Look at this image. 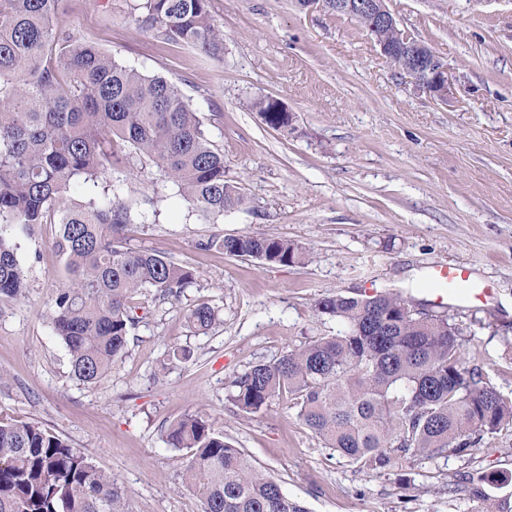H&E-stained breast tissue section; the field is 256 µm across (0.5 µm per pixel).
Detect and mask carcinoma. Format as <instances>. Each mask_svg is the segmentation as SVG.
Listing matches in <instances>:
<instances>
[{"label":"carcinoma","instance_id":"cac0c4a2","mask_svg":"<svg viewBox=\"0 0 512 512\" xmlns=\"http://www.w3.org/2000/svg\"><path fill=\"white\" fill-rule=\"evenodd\" d=\"M60 5L0 0V298L26 293L17 238L57 225L51 247L67 278L51 297L50 323L75 378L96 384L139 323L133 298L149 288L178 300L199 278L186 262L128 245V226L147 223L148 215L122 198L123 186L149 166L205 220L250 205L180 90L72 41L55 26ZM133 10L154 37L223 58L224 33L209 0H137ZM276 104L259 97L252 107L288 133L293 126ZM198 248L270 266L311 260L307 248L272 236L214 234ZM316 312L340 329L236 375L229 399L240 412L286 394L315 437L370 470L406 454L468 455L512 425V399L466 364L459 328L447 317L417 311L391 292L326 296ZM183 317L201 334L217 321L205 303ZM165 438L187 450L182 484L204 512H308L208 418L187 414L167 426ZM0 512L130 510L125 491L83 452L35 423L0 422Z\"/></svg>","mask_w":512,"mask_h":512}]
</instances>
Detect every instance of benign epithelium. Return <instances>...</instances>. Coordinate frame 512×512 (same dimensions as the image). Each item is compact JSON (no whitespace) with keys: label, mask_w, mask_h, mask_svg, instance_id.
Here are the masks:
<instances>
[{"label":"benign epithelium","mask_w":512,"mask_h":512,"mask_svg":"<svg viewBox=\"0 0 512 512\" xmlns=\"http://www.w3.org/2000/svg\"><path fill=\"white\" fill-rule=\"evenodd\" d=\"M336 8L366 21L374 31L389 30L392 40L377 41L386 60L390 63L400 60L403 72L412 77L416 84L433 93L440 101H448L451 88L446 70L421 44L413 42L401 32L385 0H336Z\"/></svg>","instance_id":"benign-epithelium-1"}]
</instances>
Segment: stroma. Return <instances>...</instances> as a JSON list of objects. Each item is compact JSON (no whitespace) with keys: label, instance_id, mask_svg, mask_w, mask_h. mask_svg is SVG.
Masks as SVG:
<instances>
[{"label":"stroma","instance_id":"stroma-1","mask_svg":"<svg viewBox=\"0 0 512 512\" xmlns=\"http://www.w3.org/2000/svg\"><path fill=\"white\" fill-rule=\"evenodd\" d=\"M387 6L446 67L448 101L387 62L356 18L306 13L294 0H209L224 30L220 60L140 32L130 0H64L55 24L74 41L178 86L252 205L204 224L155 169L139 173L124 197L154 217L130 227L131 246L190 263L200 278L176 301L135 296L141 321L94 385L72 377L49 320L64 272L55 225L19 240L27 292L0 299V421L36 423L84 452L125 490L130 512H203L181 483L186 450L164 436L197 412L309 512H512L511 426L466 456L407 455L368 471L315 438L287 397L252 414L228 397L252 363L335 333L319 299L377 291L447 316L467 365L512 398V0ZM260 95L293 114L292 134L248 109ZM215 232L285 238L313 258L266 266L198 249ZM448 263L486 282L487 297L435 305L423 282ZM202 302L219 317L206 334L182 317ZM173 346L189 359L168 361Z\"/></svg>","mask_w":512,"mask_h":512}]
</instances>
